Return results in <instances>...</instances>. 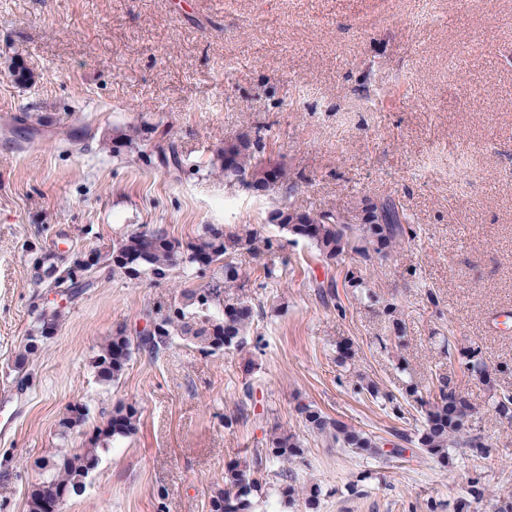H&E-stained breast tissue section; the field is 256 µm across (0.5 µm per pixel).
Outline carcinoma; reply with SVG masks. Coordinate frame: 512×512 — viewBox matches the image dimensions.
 Listing matches in <instances>:
<instances>
[{
	"instance_id": "obj_1",
	"label": "carcinoma",
	"mask_w": 512,
	"mask_h": 512,
	"mask_svg": "<svg viewBox=\"0 0 512 512\" xmlns=\"http://www.w3.org/2000/svg\"><path fill=\"white\" fill-rule=\"evenodd\" d=\"M11 75L16 83L30 85L33 73L20 57L11 62ZM155 148L163 156V165L175 172L182 171L183 159L173 145L156 143ZM227 181L243 182L252 177L248 189L266 192L271 189L267 176H274V184L287 181V171L282 163L265 156L261 137L254 139L242 136L224 146L216 155ZM271 220L282 230L310 242L320 261L336 263L349 254H356L365 261L373 256L386 258L403 242L416 237L408 224V217L390 199L370 204L363 209L360 222L338 212L313 216L296 209H277ZM272 248V242L260 236L257 230L247 226H225L206 224L197 238L183 245L169 238L161 228H144L122 235L105 251L91 250L94 263L86 265V256L74 253L66 256L56 250L39 249L33 258V269L37 271L36 283L45 285L63 300H72L93 287V274L106 268L130 280L142 278L165 279L176 267L182 265L198 271L212 267L224 271V288L193 289L181 292L182 300L156 312L153 328H145L132 338L119 329L112 333L93 357L91 368L100 383L114 382L124 374L134 352H145L154 357L171 346L175 339L186 342L201 352L216 353L241 349L253 327L256 308L251 301L226 294V289L236 287L240 278L235 263L244 253L255 255L263 249ZM85 270L80 279L72 277V271ZM388 317L394 338L404 337L406 329L402 313L394 303L382 305ZM32 324L23 351L13 360V372L19 390L32 382L28 371L30 358L37 355L52 338L63 313L58 307L37 306L31 310ZM467 371L485 385L494 386V379L486 370L480 351L471 348L463 352ZM358 393H366L373 399L384 398L391 404L395 418L402 420L417 412L421 425L416 438L437 463L448 467V448L453 444L483 453L484 443L477 436L463 437L462 416L470 408L465 397L451 385L448 378L438 376L422 385L410 381L401 397L381 393L373 382L361 383ZM492 407L499 417L512 422V394L503 391L495 396ZM309 432L331 440L340 448H349L360 455L384 459L397 452L385 449L384 439L368 435L348 427L344 422L332 419L309 406L301 408ZM89 416V407L77 403L66 409L59 421L60 434L66 435L74 427L84 423ZM139 409L133 403L120 404L112 412L106 425L98 426L91 437V447L79 450H58L42 459L46 478L31 487L28 494V512H44L47 498L65 495L69 498L84 492L85 481L98 463L99 448H105L116 437H129L137 432ZM304 444L293 434H274L269 439L266 457L288 462L302 457ZM261 489L259 479L254 477L249 466L229 465L224 470V487L215 491L210 499V512H250L252 498Z\"/></svg>"
}]
</instances>
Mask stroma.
<instances>
[{"label": "stroma", "instance_id": "obj_1", "mask_svg": "<svg viewBox=\"0 0 512 512\" xmlns=\"http://www.w3.org/2000/svg\"><path fill=\"white\" fill-rule=\"evenodd\" d=\"M16 56L31 86L14 82ZM24 112L92 134L60 146L0 136V407L15 415L0 430V512H27L43 479L37 460L87 447L121 402L140 410L136 434L101 451L61 512H209L225 466L254 464L275 431L307 451L260 466L253 512H307L302 497H280L288 474L295 487L320 486L317 512H457L462 502L495 512L512 495V423L492 409L493 390L512 391V332L492 322L512 309V0H0V133ZM123 132L138 141L113 151ZM244 134L286 164V186L256 194L212 166ZM164 138L184 172L153 154ZM452 156L466 193L448 181ZM386 198L417 237L368 264L354 255L324 265L269 220L277 208L358 212ZM206 224H246L273 243L236 260L240 295L260 307L245 347L207 354L179 341L155 358L134 354L118 381L99 383L89 362L107 336L136 335L182 289L224 285L218 270L158 281L103 270L34 359L33 385L21 391L7 377L32 306L55 299L35 283L31 249L87 252L144 226L186 243ZM265 263L284 266L280 283L264 285ZM351 267L365 289L344 286ZM330 281L327 302L316 286ZM386 301L404 314L398 343ZM341 341L355 351L345 367ZM470 346L494 387L469 377L460 352ZM435 375L468 400L464 433L482 438L484 455L452 447L440 466L418 448L416 421L356 391L363 379L398 393ZM77 402L89 417L61 435ZM301 403L402 457L375 460L311 435Z\"/></svg>", "mask_w": 512, "mask_h": 512}]
</instances>
